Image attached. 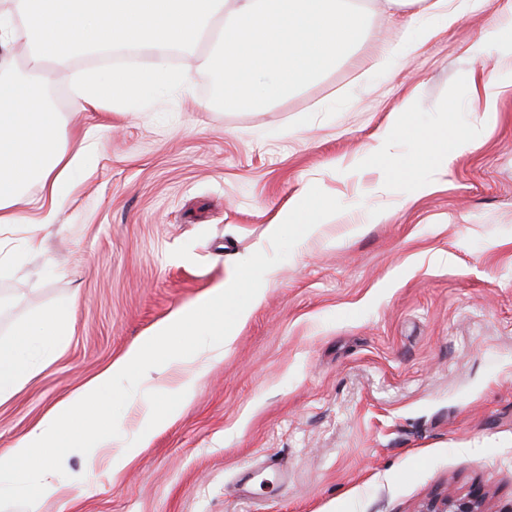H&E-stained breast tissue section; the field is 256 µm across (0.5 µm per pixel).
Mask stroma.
<instances>
[{
	"mask_svg": "<svg viewBox=\"0 0 512 512\" xmlns=\"http://www.w3.org/2000/svg\"><path fill=\"white\" fill-rule=\"evenodd\" d=\"M362 2L353 52L269 109L211 103L208 47L137 56L129 69L185 71L191 85L142 91L117 111L82 109L73 93L78 74L112 73L99 53L42 66L70 136L99 132L43 253L26 252L27 227L0 229L13 259L0 275V339L77 304L62 352L0 402V450L175 312L239 285L217 312L234 346L174 423L117 475L60 435L69 489L41 512H424L450 492L512 512V89L447 171L428 144L484 112L471 83L492 74L499 49L476 58L468 47L498 23L500 0H477L400 60L387 59L389 42L431 0ZM407 99L421 138L369 154ZM432 175L433 189L405 204ZM306 184L311 213L334 206L342 218L315 238L301 224L270 238ZM263 257L277 273L235 327L251 289L242 274ZM147 400L170 408L139 373L113 382L101 430L131 442Z\"/></svg>",
	"mask_w": 512,
	"mask_h": 512,
	"instance_id": "stroma-1",
	"label": "stroma"
}]
</instances>
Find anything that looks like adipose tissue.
I'll list each match as a JSON object with an SVG mask.
<instances>
[{
  "instance_id": "adipose-tissue-1",
  "label": "adipose tissue",
  "mask_w": 512,
  "mask_h": 512,
  "mask_svg": "<svg viewBox=\"0 0 512 512\" xmlns=\"http://www.w3.org/2000/svg\"><path fill=\"white\" fill-rule=\"evenodd\" d=\"M467 8V0H435L432 21L411 24L410 35L390 44L389 58L405 57L415 43L428 41L439 29L453 27ZM188 82L187 74L162 67L145 72L117 70L106 82L91 74L80 75L74 92L83 107L95 108L108 100L118 108L145 86L184 87ZM94 136V130H86L77 154L68 153L63 146L67 131L49 111L44 99L30 84L0 79V228L25 223L26 217L18 209L17 201L29 183L40 182L47 193L48 205L39 226L26 241L30 251L42 250L55 210L69 194L77 156L86 153ZM313 192L312 186L301 188L288 209L281 211L271 224L272 236H279L283 225L299 223L304 224L307 235L316 234L323 219L308 211ZM233 290L230 283L216 288L210 297L168 318L86 382L79 399L58 402L15 447L0 451V489L26 481L37 486L43 496L57 493L60 486L55 479L57 466L51 449L58 436L64 431L75 433L82 451L89 457H97L102 443L95 440L94 433L101 396L114 380L136 369H148L149 354L173 336L184 339L179 359L184 377L176 385L162 387L161 392L172 401L188 399L203 369L220 362L233 343V335L215 319L217 305ZM71 314L68 307L50 313L19 330L16 338L0 340V400L11 397L40 369L53 362L64 344ZM174 419V413L160 417L153 406H146L144 426L131 444L113 456V472H120L133 461L142 449L149 447L154 432Z\"/></svg>"
}]
</instances>
